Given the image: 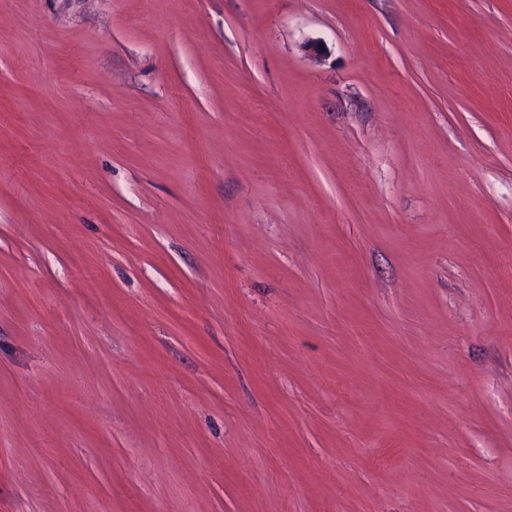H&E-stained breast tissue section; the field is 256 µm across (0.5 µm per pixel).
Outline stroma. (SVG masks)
<instances>
[{
    "instance_id": "obj_1",
    "label": "stroma",
    "mask_w": 512,
    "mask_h": 512,
    "mask_svg": "<svg viewBox=\"0 0 512 512\" xmlns=\"http://www.w3.org/2000/svg\"><path fill=\"white\" fill-rule=\"evenodd\" d=\"M0 512H512V0H0Z\"/></svg>"
}]
</instances>
